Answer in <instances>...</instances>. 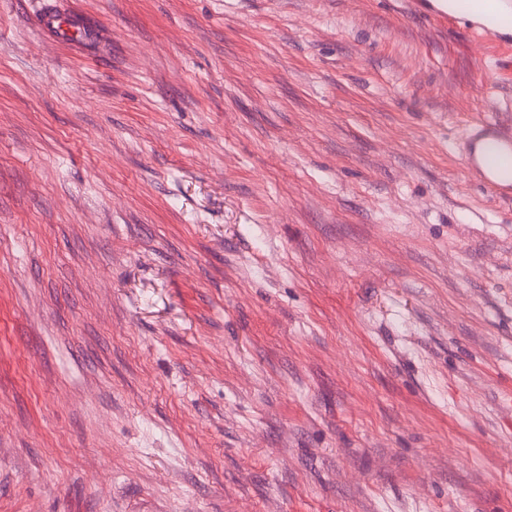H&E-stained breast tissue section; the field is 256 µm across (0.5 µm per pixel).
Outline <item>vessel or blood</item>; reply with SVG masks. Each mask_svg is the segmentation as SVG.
Here are the masks:
<instances>
[{
  "instance_id": "b4317fda",
  "label": "vessel or blood",
  "mask_w": 512,
  "mask_h": 512,
  "mask_svg": "<svg viewBox=\"0 0 512 512\" xmlns=\"http://www.w3.org/2000/svg\"><path fill=\"white\" fill-rule=\"evenodd\" d=\"M35 26L43 36L63 43L75 44L87 37L76 16L61 12L49 0L40 8ZM463 148V163L470 178L488 192L511 200L512 178L500 176L498 159L504 154L512 156V131L492 120L476 122L469 127Z\"/></svg>"
}]
</instances>
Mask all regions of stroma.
Returning a JSON list of instances; mask_svg holds the SVG:
<instances>
[{"mask_svg": "<svg viewBox=\"0 0 512 512\" xmlns=\"http://www.w3.org/2000/svg\"><path fill=\"white\" fill-rule=\"evenodd\" d=\"M0 0V512H512V33L429 0ZM35 26L43 36L63 43L75 44L87 37V31L79 19L61 12L54 4H43L35 19ZM463 163L471 179L499 198L512 199V177L499 174L498 159L512 157V131L492 120L471 124L463 143Z\"/></svg>", "mask_w": 512, "mask_h": 512, "instance_id": "35a3bbf8", "label": "stroma"}]
</instances>
